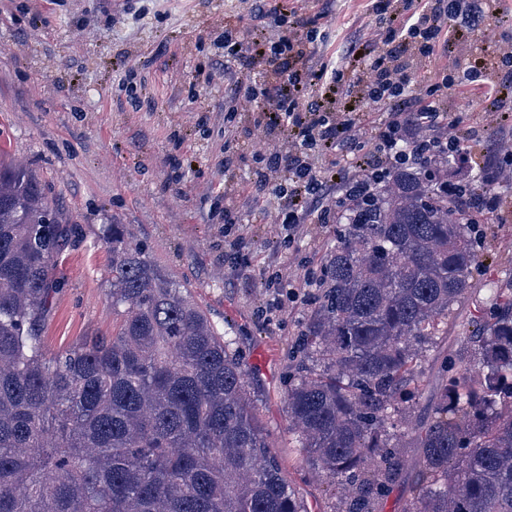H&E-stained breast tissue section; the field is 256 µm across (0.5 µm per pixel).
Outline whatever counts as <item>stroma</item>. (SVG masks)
Returning a JSON list of instances; mask_svg holds the SVG:
<instances>
[{
	"mask_svg": "<svg viewBox=\"0 0 512 512\" xmlns=\"http://www.w3.org/2000/svg\"><path fill=\"white\" fill-rule=\"evenodd\" d=\"M249 0H137L105 12L99 0H0V150L48 187L53 209L82 231L59 268L63 285L44 330L47 350L111 335L106 225H126L151 261L185 285L234 340L264 434L309 512H335L337 489L311 477L288 431V349L318 305L336 227L275 221L255 197L259 143L247 101L225 123L224 30L242 28ZM489 152L504 133L484 102L460 116ZM252 142L232 170L224 152ZM232 208L234 223L224 221ZM479 267L448 333L421 359L460 343L487 285L512 286V219L484 225Z\"/></svg>",
	"mask_w": 512,
	"mask_h": 512,
	"instance_id": "1",
	"label": "stroma"
}]
</instances>
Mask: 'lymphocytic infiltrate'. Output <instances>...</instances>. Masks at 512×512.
Returning a JSON list of instances; mask_svg holds the SVG:
<instances>
[{
	"label": "lymphocytic infiltrate",
	"instance_id": "lymphocytic-infiltrate-1",
	"mask_svg": "<svg viewBox=\"0 0 512 512\" xmlns=\"http://www.w3.org/2000/svg\"><path fill=\"white\" fill-rule=\"evenodd\" d=\"M366 15L385 27L375 41L347 32L329 61L313 59L321 27L336 18L335 0H323L313 16L300 8L251 0L244 35L224 32V115L233 122L240 97L258 102L254 127L268 139L287 141V151L260 155L256 195L279 201L276 220L302 224L335 221L336 207L351 189L373 192L401 165L467 164L460 151L459 122L448 118L455 85L437 58L484 36L491 25L512 22V0H364ZM257 74L244 87L238 68ZM471 81L490 103L500 125H512V42L484 49ZM387 107L381 122L367 115ZM343 154L342 168L318 165ZM492 188L475 192L477 206L501 209L512 192V141H501Z\"/></svg>",
	"mask_w": 512,
	"mask_h": 512
}]
</instances>
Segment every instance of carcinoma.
I'll return each mask as SVG.
<instances>
[{"label": "carcinoma", "instance_id": "cac0c4a2", "mask_svg": "<svg viewBox=\"0 0 512 512\" xmlns=\"http://www.w3.org/2000/svg\"><path fill=\"white\" fill-rule=\"evenodd\" d=\"M478 181L400 167L336 228L319 305L293 359L288 430L377 512L406 467L401 512H512V289L490 288L477 345L448 349L432 416L410 401L479 263ZM32 171L0 160V512H307L266 441L247 371L188 289L111 224L110 336L48 352L43 330L78 235ZM417 448L412 458L404 449Z\"/></svg>", "mask_w": 512, "mask_h": 512}]
</instances>
